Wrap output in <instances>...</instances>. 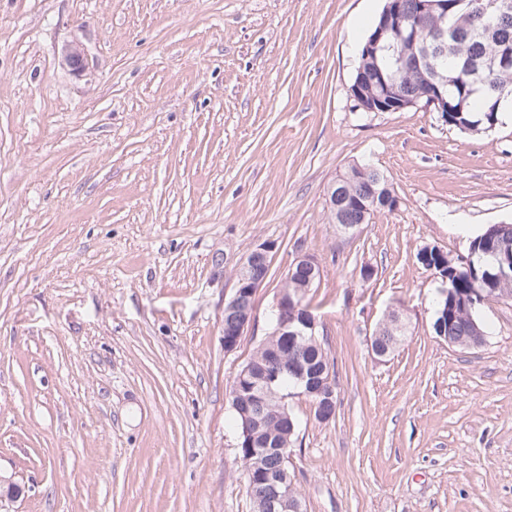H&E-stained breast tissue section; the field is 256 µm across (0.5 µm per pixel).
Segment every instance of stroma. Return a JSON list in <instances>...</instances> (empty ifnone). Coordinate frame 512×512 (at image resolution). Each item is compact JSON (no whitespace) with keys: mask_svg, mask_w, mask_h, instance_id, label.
<instances>
[{"mask_svg":"<svg viewBox=\"0 0 512 512\" xmlns=\"http://www.w3.org/2000/svg\"><path fill=\"white\" fill-rule=\"evenodd\" d=\"M385 0H0V474L18 512H254L228 389L288 267L336 370L300 421L303 512H512V298L435 336L427 245L512 222V112L464 131L349 87ZM87 67L73 71L66 48ZM355 163L396 209L355 235L326 189ZM268 242L255 322L224 350L237 266ZM371 277H363V270ZM411 334L389 360L388 310ZM394 326H397L398 329L402 328L400 315H398ZM394 326H388L386 324L379 325L378 329L376 330L378 333L376 340L379 347V352L374 351L376 357L380 359L387 356L389 357L407 340V331H405V333H401L396 329L394 330ZM26 483L21 481L2 480L0 477V510L2 512H18L13 509L16 503L25 495Z\"/></svg>","mask_w":512,"mask_h":512,"instance_id":"obj_1","label":"stroma"}]
</instances>
